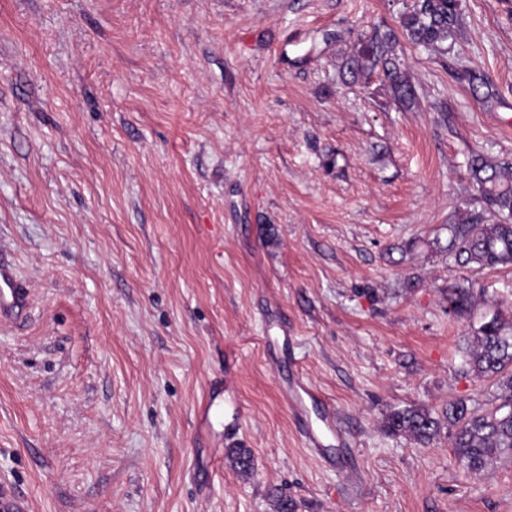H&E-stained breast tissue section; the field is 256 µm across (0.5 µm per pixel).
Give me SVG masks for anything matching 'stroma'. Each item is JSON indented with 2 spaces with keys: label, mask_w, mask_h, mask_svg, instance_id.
<instances>
[{
  "label": "stroma",
  "mask_w": 512,
  "mask_h": 512,
  "mask_svg": "<svg viewBox=\"0 0 512 512\" xmlns=\"http://www.w3.org/2000/svg\"><path fill=\"white\" fill-rule=\"evenodd\" d=\"M406 0H0V239L33 293L0 329V483L29 512H512V459L464 469L392 409L487 408L460 348L512 316V268L457 266L512 158V0H462L418 93L339 67ZM468 281L471 317L448 311ZM332 408L348 472L304 447L268 336ZM233 402L201 425L208 388ZM249 449L253 475L230 463Z\"/></svg>",
  "instance_id": "stroma-1"
}]
</instances>
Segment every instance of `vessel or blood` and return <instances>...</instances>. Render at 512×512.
<instances>
[{
  "label": "vessel or blood",
  "mask_w": 512,
  "mask_h": 512,
  "mask_svg": "<svg viewBox=\"0 0 512 512\" xmlns=\"http://www.w3.org/2000/svg\"><path fill=\"white\" fill-rule=\"evenodd\" d=\"M29 310L30 292L25 282L18 277L14 264L0 254V327L20 324ZM281 394L300 428L305 447L326 466L343 464L345 437L335 413L326 410L319 416H311L310 409L316 406L319 396L298 378L283 379ZM329 438L335 440V447L326 446L325 441Z\"/></svg>",
  "instance_id": "obj_1"
}]
</instances>
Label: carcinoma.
I'll list each match as a JSON object with an SVG mask.
<instances>
[{
	"mask_svg": "<svg viewBox=\"0 0 512 512\" xmlns=\"http://www.w3.org/2000/svg\"><path fill=\"white\" fill-rule=\"evenodd\" d=\"M462 17V0H413L400 16L407 39L418 47L439 54L456 43ZM398 39L390 29H376L358 40L350 50L344 68L354 80L368 79L380 70L390 97L409 108L416 103L415 85L402 68L397 53ZM474 189L491 213V223H481L477 214L464 213L448 225V257L460 265L482 268L512 267V162L474 152L467 162ZM449 311L457 316L471 313V288L456 285L448 289ZM468 370L492 382L497 389L491 407L469 409L456 400L438 416L423 406L391 410L383 430L417 444H427L440 431L442 422L451 428L449 446L455 457L471 472L486 470L492 463L512 458V319L495 311L466 339L462 348ZM228 457L244 476L255 470L246 448H231Z\"/></svg>",
	"mask_w": 512,
	"mask_h": 512,
	"instance_id": "1",
	"label": "carcinoma"
}]
</instances>
